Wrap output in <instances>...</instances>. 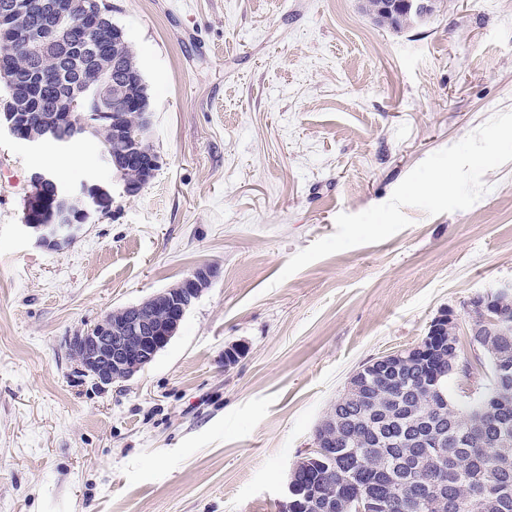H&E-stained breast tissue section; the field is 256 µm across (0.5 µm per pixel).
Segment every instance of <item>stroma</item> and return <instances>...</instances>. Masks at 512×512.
Returning a JSON list of instances; mask_svg holds the SVG:
<instances>
[{
	"mask_svg": "<svg viewBox=\"0 0 512 512\" xmlns=\"http://www.w3.org/2000/svg\"><path fill=\"white\" fill-rule=\"evenodd\" d=\"M141 67L160 167L125 195L94 138L0 132V512H280L293 464L349 375L512 285V161L471 208L385 241L298 251L387 202L432 153L512 111V0H436L402 32L363 0H106ZM93 186L71 244L21 224L30 178ZM209 267L155 359L104 389L67 344ZM241 346L234 364L224 351Z\"/></svg>",
	"mask_w": 512,
	"mask_h": 512,
	"instance_id": "35a3bbf8",
	"label": "stroma"
}]
</instances>
